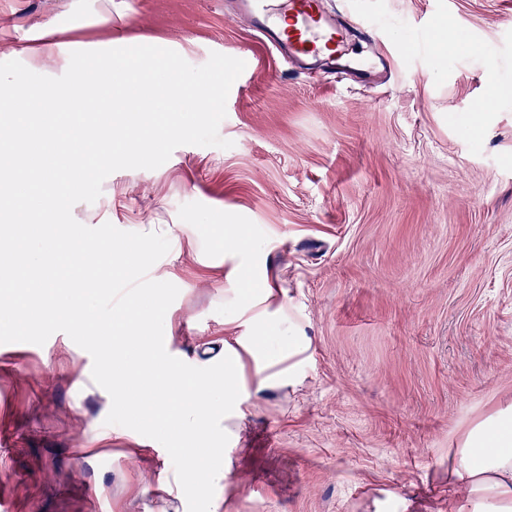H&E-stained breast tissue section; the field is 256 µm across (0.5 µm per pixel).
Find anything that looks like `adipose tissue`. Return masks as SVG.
Wrapping results in <instances>:
<instances>
[{"label":"adipose tissue","instance_id":"adipose-tissue-1","mask_svg":"<svg viewBox=\"0 0 512 512\" xmlns=\"http://www.w3.org/2000/svg\"><path fill=\"white\" fill-rule=\"evenodd\" d=\"M166 56L163 47L148 52L133 42L115 39L102 47L71 54L58 81L36 86L24 75L0 74V131L13 138L16 149L23 152L40 145L62 146L67 167L76 174L90 163L111 167L119 161V154L98 146L104 124L112 120L111 114H103L101 126L90 132L66 135L49 123L26 127L25 119L32 111H48L60 104L68 112L83 113L112 77H141L155 70ZM209 96V91H193L172 76L160 91L154 84L143 83L130 100L128 117L134 120L162 106L204 112L209 107ZM33 196L49 218L48 224L41 227L47 243L45 250L17 252L15 222L0 223V242L6 244L7 255L20 256L22 264L32 271H40L58 253L63 254L69 266L77 268L92 264L105 253L110 254V263L116 269L144 265L152 249L150 237L134 238L113 252L108 236L82 241L73 225L58 223V215L72 203V192L58 182L54 171L41 172ZM222 230L229 247L224 261L230 266L224 284L229 308L224 321L236 323L240 310H253L249 332L224 339L223 357L212 360L210 370L200 375L191 362L178 361L170 352V326L159 323L147 311L131 314L125 305L119 317L135 319L134 332L101 348L99 354L102 375L128 410L144 421L164 418L176 427L182 463L180 478L186 482L200 473V451L204 448L214 451L209 467L213 478L226 477V444L234 434L235 421L243 414L249 391L295 385L298 373L287 361L305 349L302 337L273 333L277 320L266 303L273 298L274 290L268 284L266 271L256 266L259 250L248 236L246 225L226 224ZM248 279L259 283L255 294L243 290ZM102 285L99 279L82 280L62 289L56 281L49 280L44 282L41 295L32 301L19 302L0 295V313H11L23 329L53 318L74 337L94 344L98 338L89 326L91 312L86 305L72 302L70 296ZM248 361L254 368L250 382L243 376ZM448 487L465 493L460 512H512V414L488 418L468 435L462 447L454 449Z\"/></svg>","mask_w":512,"mask_h":512}]
</instances>
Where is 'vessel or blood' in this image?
I'll use <instances>...</instances> for the list:
<instances>
[{"instance_id":"1","label":"vessel or blood","mask_w":512,"mask_h":512,"mask_svg":"<svg viewBox=\"0 0 512 512\" xmlns=\"http://www.w3.org/2000/svg\"><path fill=\"white\" fill-rule=\"evenodd\" d=\"M240 5L253 28L292 64L322 57L341 70L363 73L364 63L347 53L344 23L325 11L322 0H240Z\"/></svg>"}]
</instances>
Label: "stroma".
Wrapping results in <instances>:
<instances>
[{
	"instance_id": "1",
	"label": "stroma",
	"mask_w": 512,
	"mask_h": 512,
	"mask_svg": "<svg viewBox=\"0 0 512 512\" xmlns=\"http://www.w3.org/2000/svg\"><path fill=\"white\" fill-rule=\"evenodd\" d=\"M62 42H160L200 66L252 63L219 126L110 174L76 221L147 233L247 225L309 349L293 389L251 396L220 484L175 481L177 437L129 415L97 346L0 321V493L12 512H448L449 451L512 405V0H356L394 63L364 84L301 70L226 0H0V72L42 83L31 29ZM496 53L494 75L484 59ZM179 294L171 349L208 371L224 271L185 236L150 269ZM148 443L135 445L132 433Z\"/></svg>"
}]
</instances>
